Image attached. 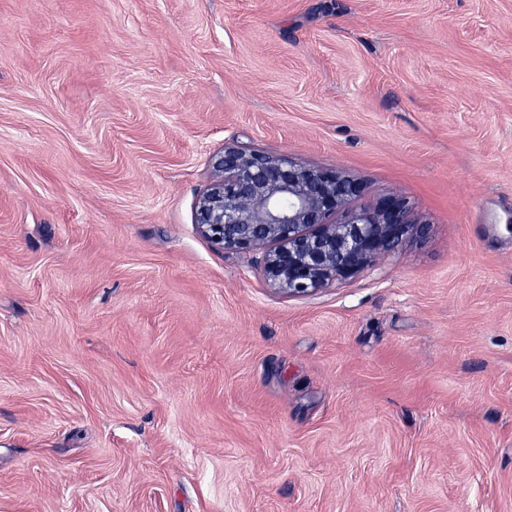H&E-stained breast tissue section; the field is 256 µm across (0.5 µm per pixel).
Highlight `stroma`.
<instances>
[{
    "label": "stroma",
    "mask_w": 512,
    "mask_h": 512,
    "mask_svg": "<svg viewBox=\"0 0 512 512\" xmlns=\"http://www.w3.org/2000/svg\"><path fill=\"white\" fill-rule=\"evenodd\" d=\"M227 145L426 231L282 293ZM0 512H512V0H0Z\"/></svg>",
    "instance_id": "1"
}]
</instances>
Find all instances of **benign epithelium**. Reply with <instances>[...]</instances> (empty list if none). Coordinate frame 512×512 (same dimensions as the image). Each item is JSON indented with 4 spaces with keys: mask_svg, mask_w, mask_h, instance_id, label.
<instances>
[{
    "mask_svg": "<svg viewBox=\"0 0 512 512\" xmlns=\"http://www.w3.org/2000/svg\"><path fill=\"white\" fill-rule=\"evenodd\" d=\"M213 179L195 223L215 244L262 255L263 277L301 295L356 276L423 231L396 194L350 209L362 184L330 169L226 146L210 159Z\"/></svg>",
    "mask_w": 512,
    "mask_h": 512,
    "instance_id": "obj_1",
    "label": "benign epithelium"
}]
</instances>
